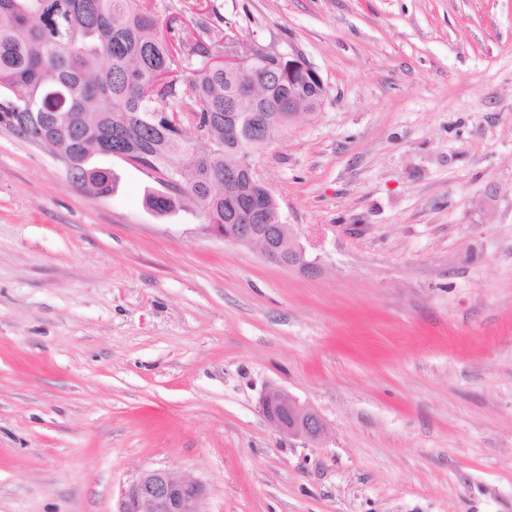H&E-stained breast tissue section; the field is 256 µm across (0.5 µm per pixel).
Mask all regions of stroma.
Instances as JSON below:
<instances>
[{"instance_id":"35a3bbf8","label":"stroma","mask_w":512,"mask_h":512,"mask_svg":"<svg viewBox=\"0 0 512 512\" xmlns=\"http://www.w3.org/2000/svg\"><path fill=\"white\" fill-rule=\"evenodd\" d=\"M150 4L321 75L257 159L315 269L0 127V512H116L153 469L206 512H512V0ZM272 386L321 440L269 424Z\"/></svg>"}]
</instances>
